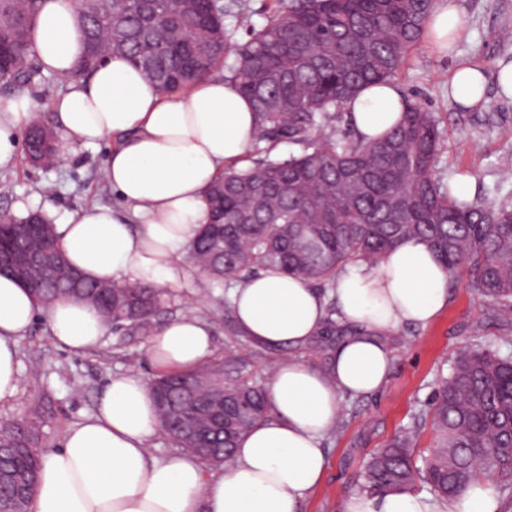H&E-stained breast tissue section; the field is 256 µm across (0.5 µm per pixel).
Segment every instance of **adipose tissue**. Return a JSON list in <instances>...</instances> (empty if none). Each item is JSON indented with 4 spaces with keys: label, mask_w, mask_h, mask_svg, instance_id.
<instances>
[{
    "label": "adipose tissue",
    "mask_w": 512,
    "mask_h": 512,
    "mask_svg": "<svg viewBox=\"0 0 512 512\" xmlns=\"http://www.w3.org/2000/svg\"><path fill=\"white\" fill-rule=\"evenodd\" d=\"M468 19L458 0H436L428 30L437 48L461 37ZM43 71L67 83L55 101L69 149L112 135L104 175L123 210L89 207L68 213L54 234L70 264L93 280L179 287L187 247L204 224L205 194L253 141L252 102L233 81L215 74L182 95L161 93L138 69L112 58L86 78L74 77L85 39L73 0H43L34 26ZM451 97L470 107L485 97L486 78L467 63L450 77ZM404 99L394 84L363 88L346 105L357 134L372 140L400 118ZM35 106L21 96L0 104V169L14 166L20 130ZM331 298L338 317L355 328L336 346L329 373L288 360L268 388L271 415L238 443L230 465L208 471L194 454L159 461L147 443L160 431L146 380L109 379L96 412L68 429L45 454L31 512H299L327 468L323 438L335 425L341 395H368L393 364L389 339L406 324L428 326L448 306V275L422 241L404 243L377 266L339 274ZM239 329L260 344L308 346L327 315L326 300L296 276L265 270L232 290ZM51 340L79 354L106 334L91 306L59 299L38 306L11 276L0 274V401L17 396L18 343L37 316ZM212 331L197 315L158 328L147 342L154 363L189 370L208 360ZM485 478L459 496L437 500L413 490L356 493L343 512H497Z\"/></svg>",
    "instance_id": "obj_1"
}]
</instances>
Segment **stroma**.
Listing matches in <instances>:
<instances>
[{
    "mask_svg": "<svg viewBox=\"0 0 512 512\" xmlns=\"http://www.w3.org/2000/svg\"><path fill=\"white\" fill-rule=\"evenodd\" d=\"M469 23L449 53L422 42L404 64L394 83L404 98L433 112L444 136L437 172L446 181L470 178L474 197L496 202L512 197V98L499 95L496 74L512 42L492 39L494 31L512 30V0H460ZM479 63L487 77L485 107L466 109L448 96V76L462 63ZM107 137L97 144L70 151L61 148L52 168L32 166L18 157L13 170L0 172V211L23 217L29 211L52 213L61 222L67 213L99 204L119 208L120 200L104 176ZM198 271H191L183 287L157 324L192 312L211 325L213 353L233 355L250 378L270 383L279 363L294 360L327 370L330 352L285 345L267 347L229 331L224 300L230 291L201 292ZM512 337V312L480 297L469 286L466 268H459L448 290V307L430 326L406 325L393 337L394 364L375 394L342 396V431L326 434L323 446L328 467L322 486L301 502V512H343L352 493L362 491L363 472L372 453L424 409L440 369L449 367L461 348L476 341L496 342ZM19 394L0 402V422L31 420L42 432L40 447L58 448L64 432L96 410L97 399L110 377L138 373L149 378L158 368L151 361L145 337L107 333L101 343L83 354L55 345L44 320H36L20 341Z\"/></svg>",
    "mask_w": 512,
    "mask_h": 512,
    "instance_id": "35a3bbf8",
    "label": "stroma"
}]
</instances>
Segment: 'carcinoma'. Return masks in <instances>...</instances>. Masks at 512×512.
I'll use <instances>...</instances> for the list:
<instances>
[{"mask_svg":"<svg viewBox=\"0 0 512 512\" xmlns=\"http://www.w3.org/2000/svg\"><path fill=\"white\" fill-rule=\"evenodd\" d=\"M42 0H0V85L22 89L41 75L33 29ZM435 0H280L249 39L236 47L227 38L224 0L209 11L204 0H83L78 22L86 40L103 39L109 57H122L166 94L189 89L236 59L224 74L253 103L254 148L261 157L245 168H227L207 193V223L187 257L204 277L203 287L238 283L266 269L300 276L322 288L351 266L374 265L398 244L430 245L452 275L467 265L471 287L512 310V202L461 199L437 175L442 135L432 114L405 102L401 120L378 139L338 138L336 113L363 86L390 82L420 43ZM55 145V132L34 124L24 151L35 166ZM265 147H260V144ZM282 143L299 147L285 158L272 155ZM30 217L0 212L5 239L28 233ZM75 269H57L40 304L71 296ZM101 302L115 330L149 337L172 293L150 284L116 286L81 280ZM327 308L315 343L327 350L351 327ZM170 421L182 412L205 423L218 406L211 390L224 391V428L208 436L210 466L231 462L233 449L269 414L266 387L239 368L210 361L189 371L148 379ZM426 417L434 447L417 466L414 418L377 450L366 472L371 493L411 488L423 480L436 499L462 493L483 473L508 492L502 512H512V349L492 343L463 348L449 372L437 375ZM43 452L36 426H0V507L29 512L32 496L19 499L12 485L36 484Z\"/></svg>","mask_w":512,"mask_h":512,"instance_id":"carcinoma-1","label":"carcinoma"}]
</instances>
